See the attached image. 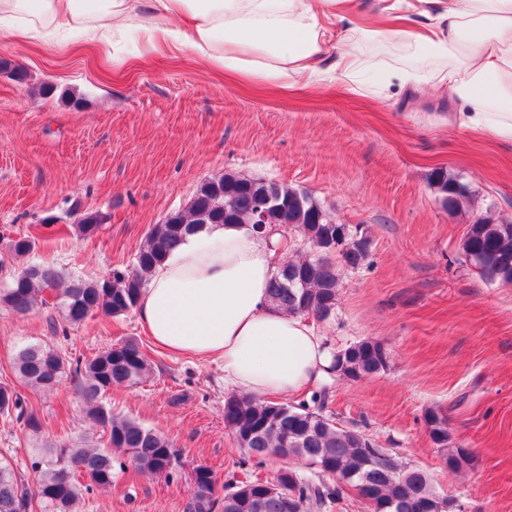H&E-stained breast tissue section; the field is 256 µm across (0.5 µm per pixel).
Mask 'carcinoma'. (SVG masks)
Instances as JSON below:
<instances>
[{
    "label": "carcinoma",
    "instance_id": "obj_1",
    "mask_svg": "<svg viewBox=\"0 0 512 512\" xmlns=\"http://www.w3.org/2000/svg\"><path fill=\"white\" fill-rule=\"evenodd\" d=\"M431 184L446 209H458L469 199L468 187L441 168L431 174ZM268 199L281 204L269 211L271 223L278 227L289 224L311 245L323 246L313 259L290 260L278 266L269 284L271 302L290 315L329 318L339 291L335 259L352 268L363 265L370 256L371 240L366 238L352 250L335 254L328 245L343 237L350 240L354 234L344 233V225L333 222L309 194L231 173L203 182L186 209L152 225L132 266L115 268L109 277L95 281L78 275L65 279L50 266L25 267L14 276L10 288L0 291V306L24 313L50 290L60 299L68 326L94 313L125 315L137 307L152 268L187 235L208 224H251L258 205ZM100 224L96 214L86 213L77 228L89 238ZM35 245V237L22 235L12 239L8 248L19 258L30 254ZM462 251L487 280L512 284V222L487 211L468 225ZM388 366L386 348L370 340L353 343L334 357V369L352 381ZM14 368L28 385L43 391L56 389L66 375L74 379L86 416L108 435V448H92L83 438L36 448L29 461L36 477L32 486L6 457H0V512H78L83 495L112 487L111 448L122 451L142 475L169 476L178 465L167 436L112 412L107 402L112 387L138 386L149 378L150 361L137 343L114 344L73 365L53 347L32 345L18 352ZM0 416L34 433L41 429L22 395L2 383ZM424 422L445 461L455 464V471L473 466L472 453L452 445L445 414L429 409ZM224 425L254 466H263L274 455L302 461L312 470L306 474L284 465L271 481L235 480L220 486L213 471L200 465L192 475L193 493L186 512H332L346 485L369 497L375 503L373 512H423L422 503L434 504L439 497L424 471L392 458L386 463L374 459V452L383 449L366 436L338 426L325 412V396L320 393L298 404L233 394L224 401Z\"/></svg>",
    "mask_w": 512,
    "mask_h": 512
}]
</instances>
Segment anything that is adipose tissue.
Returning <instances> with one entry per match:
<instances>
[{
    "mask_svg": "<svg viewBox=\"0 0 512 512\" xmlns=\"http://www.w3.org/2000/svg\"><path fill=\"white\" fill-rule=\"evenodd\" d=\"M340 21L359 43L395 46L404 60L327 54ZM134 29L140 57L187 51L268 85L365 76L384 91L437 85L460 105L450 125L512 144V0H393L370 20L354 0H0V38L58 48L81 32L108 55ZM275 243L248 224L188 235L151 271L140 325L167 352L220 360L225 386L245 395L285 398L331 380L327 338L269 301Z\"/></svg>",
    "mask_w": 512,
    "mask_h": 512,
    "instance_id": "obj_1",
    "label": "adipose tissue"
}]
</instances>
